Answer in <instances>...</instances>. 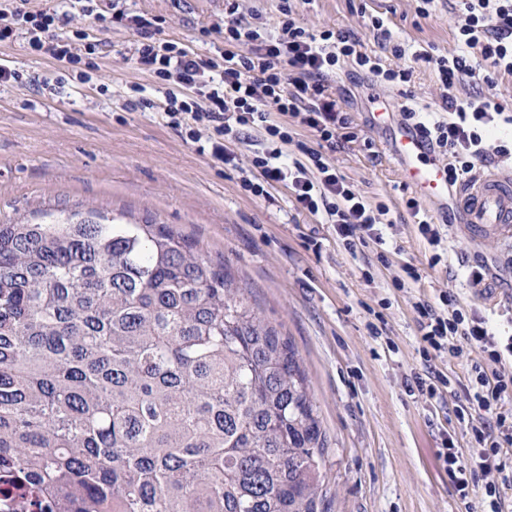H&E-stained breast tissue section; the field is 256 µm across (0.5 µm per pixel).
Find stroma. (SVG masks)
Returning a JSON list of instances; mask_svg holds the SVG:
<instances>
[{"instance_id":"stroma-1","label":"stroma","mask_w":512,"mask_h":512,"mask_svg":"<svg viewBox=\"0 0 512 512\" xmlns=\"http://www.w3.org/2000/svg\"><path fill=\"white\" fill-rule=\"evenodd\" d=\"M305 0L295 19L320 31L342 29L359 51L385 66L412 71L405 88L382 89L394 104L413 95L445 118L434 68L414 61L428 50L458 51L454 0ZM99 0H30L29 11L57 14L60 32L87 33L95 52L64 67L30 51L25 30L0 42V65L24 72L0 85V224L54 223L98 211L116 224H168L212 261H225L249 305L289 340L304 369L328 448L321 468V512H483L481 496L458 499L437 458L442 441L466 451L458 420L464 399L441 390L410 394L415 375L433 371L468 379L466 363L448 351L423 359L414 306L454 292L465 309L512 333V241L475 238L455 209L425 206L439 242L422 237L406 202L399 167L370 121L372 78L345 61L330 91L348 117L353 142L330 154L345 180L371 207L386 206L385 245L347 249L324 214L298 210L290 188L276 183L264 197L241 186L257 177L254 153L271 150L259 129L230 141L231 164L211 158L213 129L196 137L160 112L165 82L140 69L138 37L125 25L100 24ZM127 15L161 18L165 39L203 59L219 58L216 26L224 0H116ZM378 17L407 56L395 58L368 27ZM486 262V285L469 284L467 266ZM420 278L409 281L404 266Z\"/></svg>"}]
</instances>
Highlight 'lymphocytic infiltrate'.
I'll return each instance as SVG.
<instances>
[{
  "instance_id": "lymphocytic-infiltrate-1",
  "label": "lymphocytic infiltrate",
  "mask_w": 512,
  "mask_h": 512,
  "mask_svg": "<svg viewBox=\"0 0 512 512\" xmlns=\"http://www.w3.org/2000/svg\"><path fill=\"white\" fill-rule=\"evenodd\" d=\"M227 2L222 87L210 94L205 109L192 92L206 61L162 38L158 19L142 15L128 18L121 12L115 19L130 20L139 35L138 64L161 80H175V88L169 89L165 98L166 114L173 119L185 114L212 127L218 137L212 149L215 159L230 162L223 138L256 126L276 141L277 147L270 154L254 157L262 180L248 183L249 191L260 196L265 185L288 183L297 208L314 215L325 212L348 246L365 240L383 243L378 213L326 161L327 152L341 146L339 131L348 125L329 87L345 58L367 69L376 83L390 87L410 82L411 70L384 68L379 58L357 51V41L349 32H315L300 25L294 18L292 0H281L279 17L269 25L242 23L240 0ZM457 4L458 51L446 57L426 51L412 54L415 60L436 69L447 119L432 120L410 107L402 110L405 121L422 131L433 150L447 156L448 185L452 188L471 181L476 167L492 158L512 157V113L504 111L491 95L461 101L450 94L452 88L466 82L479 80L490 86L495 75H512V0H457ZM10 16L12 25L0 26V42L11 37L14 26H24L32 51L64 64L80 62L79 44L57 32L54 16L19 7ZM473 49L490 63L491 72H477L469 60ZM273 112L282 115V122H270ZM288 116L309 128L317 145L305 148V161L286 168L277 166L276 161L281 145L290 139L284 122ZM313 168L318 178L310 177ZM457 303L456 296L448 292L441 295L439 305L417 304L421 339L429 348L438 351L448 347L455 358L463 359L469 358L476 346L485 354V362L493 363L512 356V336L500 338L488 318L458 308ZM485 362L472 361L465 386L466 405L459 412L460 423L471 435L470 448L465 453L450 446L443 448L438 459L457 497L465 500L478 491L485 512H504L502 492L512 486V478L504 474L506 456L512 451V377L486 370Z\"/></svg>"
}]
</instances>
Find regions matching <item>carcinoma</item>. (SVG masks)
<instances>
[{
  "label": "carcinoma",
  "instance_id": "cac0c4a2",
  "mask_svg": "<svg viewBox=\"0 0 512 512\" xmlns=\"http://www.w3.org/2000/svg\"><path fill=\"white\" fill-rule=\"evenodd\" d=\"M289 342L167 224H0V496L16 512H317Z\"/></svg>",
  "mask_w": 512,
  "mask_h": 512
}]
</instances>
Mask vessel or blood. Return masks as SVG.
<instances>
[{
  "label": "vessel or blood",
  "mask_w": 512,
  "mask_h": 512,
  "mask_svg": "<svg viewBox=\"0 0 512 512\" xmlns=\"http://www.w3.org/2000/svg\"><path fill=\"white\" fill-rule=\"evenodd\" d=\"M397 160L405 185L422 202L444 205L448 202L447 166L436 160L423 133L403 124L386 144ZM457 204L462 217L476 234L493 233L512 238V174L490 173L464 185Z\"/></svg>",
  "instance_id": "1"
}]
</instances>
